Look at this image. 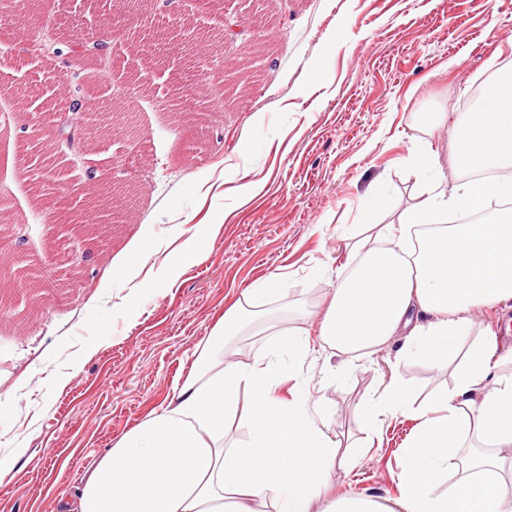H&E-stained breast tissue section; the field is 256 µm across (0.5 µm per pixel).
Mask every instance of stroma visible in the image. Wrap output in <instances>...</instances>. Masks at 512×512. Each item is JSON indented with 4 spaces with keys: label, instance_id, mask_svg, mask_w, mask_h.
<instances>
[{
    "label": "stroma",
    "instance_id": "1",
    "mask_svg": "<svg viewBox=\"0 0 512 512\" xmlns=\"http://www.w3.org/2000/svg\"><path fill=\"white\" fill-rule=\"evenodd\" d=\"M220 13L253 20L247 39L225 42ZM175 19L189 34L171 42ZM144 25L161 35L145 60L136 54ZM91 27L104 49L77 67L85 98L132 101L114 138L85 142L74 158L77 170H93L92 188L126 190L125 220L109 226L66 177L41 190L18 161L28 116L64 106L72 82L54 55L22 60L27 33L74 41ZM509 65L512 0H30L0 24V214L13 226L0 266L20 251L32 270L52 269L55 278L33 301L34 321L16 317L32 302L24 291L0 308V395L15 403L0 417V460L14 465L0 512H51L48 491L75 493L106 448L168 401L195 345L253 283L281 273L286 291L262 323L226 337L235 360L265 350L280 312L313 328L350 234L390 221L361 215L360 198L381 191L398 212L426 188L403 163L417 113L456 122L474 89ZM246 136L254 144L247 160L239 150ZM228 173L262 188L227 218ZM219 215L209 252L179 288L144 295L141 318L130 322L115 306L122 290L113 264L136 245L172 237L176 225L190 234ZM101 234L110 245L97 252ZM400 345L393 339L336 381L325 377L326 351L314 349L296 366V383L279 389L321 403L352 462L336 472L328 497L398 496L397 463L414 422L387 416L367 433L362 399L394 378L420 403L454 383L452 367L399 361Z\"/></svg>",
    "mask_w": 512,
    "mask_h": 512
}]
</instances>
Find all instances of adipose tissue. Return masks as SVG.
I'll return each instance as SVG.
<instances>
[{
    "label": "adipose tissue",
    "instance_id": "adipose-tissue-1",
    "mask_svg": "<svg viewBox=\"0 0 512 512\" xmlns=\"http://www.w3.org/2000/svg\"><path fill=\"white\" fill-rule=\"evenodd\" d=\"M444 112H421L407 166L428 178L423 197L382 225L381 246L356 241L316 333L281 327L253 364L224 353V339L266 315L285 292L273 274L247 288L196 345L191 370L163 407L121 436L98 459L76 495L59 494L58 512H512V350L483 341L458 362L451 390L415 405L411 390L391 380L362 410L367 432L382 416L410 415L415 426L398 463L395 507L355 494L324 502L345 459L325 421L305 403L282 398L279 386L313 345L366 357L396 334L401 355L439 369L470 327L472 311L512 300V67L493 75L475 107L454 126L455 181H448L428 138ZM509 207L480 224H452L449 213ZM211 227L175 248L164 273L144 274L142 251L113 267L132 282L121 305L139 314V295L176 288L207 252ZM249 428L245 445H225L227 422Z\"/></svg>",
    "mask_w": 512,
    "mask_h": 512
}]
</instances>
